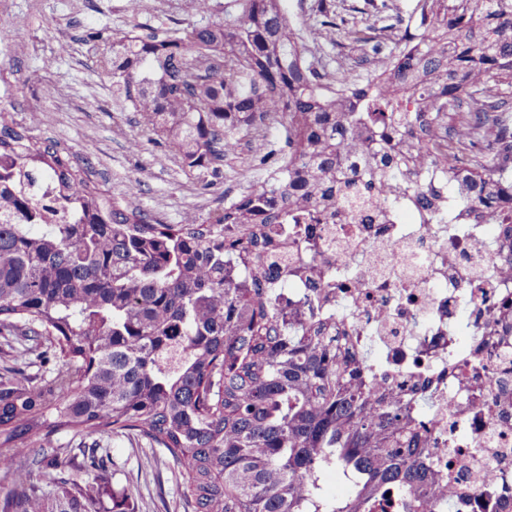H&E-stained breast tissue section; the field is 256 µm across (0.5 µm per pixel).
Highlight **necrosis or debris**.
Returning a JSON list of instances; mask_svg holds the SVG:
<instances>
[{
	"instance_id": "4bbe7bcc",
	"label": "necrosis or debris",
	"mask_w": 512,
	"mask_h": 512,
	"mask_svg": "<svg viewBox=\"0 0 512 512\" xmlns=\"http://www.w3.org/2000/svg\"><path fill=\"white\" fill-rule=\"evenodd\" d=\"M382 205L377 199L352 220L310 225L318 244L312 262L336 283V302L321 314L337 335L370 348L374 394L432 392L425 419L441 443L430 460L438 502L512 474V409L487 404L500 391L499 349L448 333L464 319L491 329L494 311L512 299V273L484 247L495 232L490 222L456 234L446 224L417 223L403 208L385 224ZM452 352L465 361L479 356L480 364L449 379Z\"/></svg>"
}]
</instances>
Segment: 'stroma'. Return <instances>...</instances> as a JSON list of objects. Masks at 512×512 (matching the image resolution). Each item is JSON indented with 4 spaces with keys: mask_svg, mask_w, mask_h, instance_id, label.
Returning <instances> with one entry per match:
<instances>
[{
    "mask_svg": "<svg viewBox=\"0 0 512 512\" xmlns=\"http://www.w3.org/2000/svg\"><path fill=\"white\" fill-rule=\"evenodd\" d=\"M336 23L362 30L358 43L333 44L331 36L312 45L310 61L321 66L349 56L360 59L361 74L389 62L396 51L375 32L411 17L416 0H330ZM0 11L13 19L0 31V74L11 86L18 122L34 127L74 154L90 153L97 180L113 196H124L139 181L134 198L143 209L177 224L186 210L208 217L225 201L272 176L284 158L279 127L206 176L185 169L177 155L161 148L155 135L136 123L130 109L117 105L112 87L87 52L85 40L94 33L108 38L125 32L167 33L173 28L202 25L188 0H0ZM70 54L60 55L59 42ZM95 109H88V99ZM142 148L130 152V140ZM52 448H91L112 465L110 487L127 494L134 512H186L184 481L165 449L129 432L77 434L61 430L34 444L38 457Z\"/></svg>",
    "mask_w": 512,
    "mask_h": 512,
    "instance_id": "obj_1",
    "label": "stroma"
}]
</instances>
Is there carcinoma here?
Returning <instances> with one entry per match:
<instances>
[{
	"label": "carcinoma",
	"instance_id": "obj_1",
	"mask_svg": "<svg viewBox=\"0 0 512 512\" xmlns=\"http://www.w3.org/2000/svg\"><path fill=\"white\" fill-rule=\"evenodd\" d=\"M90 51L117 100L205 173L273 121L283 175L202 221L164 224L116 198L58 142L0 105V334L62 363L42 384L0 374V512H106L95 461L26 458L66 429L134 431L180 470L191 512H422L433 493L427 424L409 397L375 399L368 352L336 345V323L298 318L279 295L307 262L298 226L351 218L380 194L409 196L427 224L502 225L512 269V0H420L381 75L335 76L307 60L282 0H232L224 19L168 35L115 36ZM448 136L434 152L419 122ZM498 344L512 369V309ZM334 465L353 483L327 499ZM478 512H512L506 497Z\"/></svg>",
	"mask_w": 512,
	"mask_h": 512
}]
</instances>
